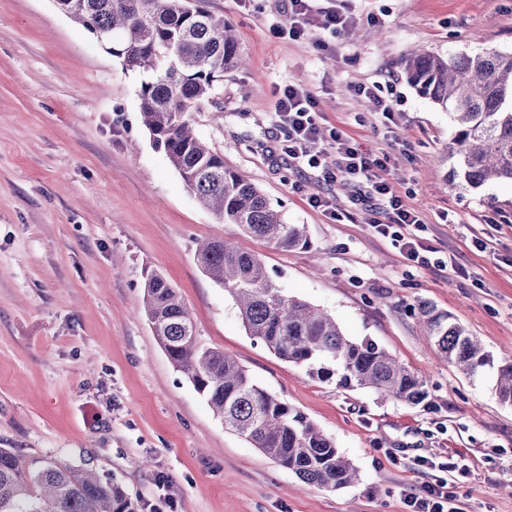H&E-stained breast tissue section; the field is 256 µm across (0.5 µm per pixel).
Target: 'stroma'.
Instances as JSON below:
<instances>
[{
	"label": "stroma",
	"mask_w": 512,
	"mask_h": 512,
	"mask_svg": "<svg viewBox=\"0 0 512 512\" xmlns=\"http://www.w3.org/2000/svg\"><path fill=\"white\" fill-rule=\"evenodd\" d=\"M319 4L353 17L327 51L316 46L323 30L273 33L288 22L284 0L203 2L234 27L248 65L215 83L193 125L286 223L305 225L307 244L282 249L198 203L142 123L140 76L55 0H0V448L92 467L137 512H409L406 494L425 484L445 487L461 512H512V406L494 394L495 369L472 378L440 361L411 313L430 302L495 361L512 360V183L449 185L451 118L397 66L414 48L511 52L512 0ZM358 83L397 96L394 137L374 133L378 115L350 91ZM290 84L316 95L324 127L389 155L432 267L405 261L350 192L281 162L276 106ZM325 190L343 219L309 205ZM215 236L423 377L430 404L345 389L272 354L194 259L197 241ZM151 272L177 289L201 345L334 440L359 471L355 485H307L225 429L154 336Z\"/></svg>",
	"instance_id": "obj_1"
}]
</instances>
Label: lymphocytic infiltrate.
I'll return each mask as SVG.
<instances>
[{
    "label": "lymphocytic infiltrate",
    "mask_w": 512,
    "mask_h": 512,
    "mask_svg": "<svg viewBox=\"0 0 512 512\" xmlns=\"http://www.w3.org/2000/svg\"><path fill=\"white\" fill-rule=\"evenodd\" d=\"M347 14L331 9L319 11L316 0H288V34L300 39L320 26L329 35L342 33L350 24ZM277 123L285 132L281 157L289 166L316 168L324 184L340 181L365 182L370 192L353 197L354 206L372 212L377 232L390 239L402 256L421 266L429 265L427 245L416 233L421 224L417 211L408 209L388 178V158L360 150L351 138L338 129L323 131L313 92L293 85L286 86L277 104ZM334 151L335 163H323L326 151Z\"/></svg>",
    "instance_id": "obj_1"
}]
</instances>
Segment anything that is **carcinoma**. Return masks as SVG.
I'll return each mask as SVG.
<instances>
[{
  "label": "carcinoma",
  "instance_id": "1",
  "mask_svg": "<svg viewBox=\"0 0 512 512\" xmlns=\"http://www.w3.org/2000/svg\"><path fill=\"white\" fill-rule=\"evenodd\" d=\"M58 9L93 34L125 70L142 76V122L199 204L222 224L281 248L307 243L302 224H286L264 194L224 165V154L194 132L191 113L212 100L220 75L243 65L239 40L224 20L184 0H57ZM399 65L416 91L456 123L452 179L471 188L512 182V52L424 50ZM196 260L233 298L247 333L278 357L320 380L369 388L408 405L428 403L426 381L372 340H353L336 320L277 288L262 260L220 237L202 242ZM145 310L176 369L236 432L304 483L341 489L357 469L302 412L255 384L223 351L201 346L192 317L165 279L144 283ZM413 314L440 358L473 377L491 355L453 316L421 301ZM495 395L512 406V361L497 367ZM0 512H134L122 487L92 469L55 461L26 464L0 448Z\"/></svg>",
  "mask_w": 512,
  "mask_h": 512
}]
</instances>
